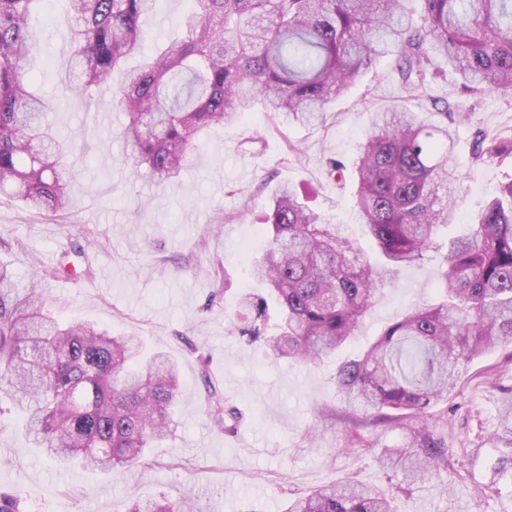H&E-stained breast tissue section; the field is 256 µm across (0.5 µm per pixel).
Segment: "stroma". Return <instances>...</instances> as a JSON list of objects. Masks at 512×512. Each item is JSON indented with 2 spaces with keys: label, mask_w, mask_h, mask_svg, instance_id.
<instances>
[{
  "label": "stroma",
  "mask_w": 512,
  "mask_h": 512,
  "mask_svg": "<svg viewBox=\"0 0 512 512\" xmlns=\"http://www.w3.org/2000/svg\"><path fill=\"white\" fill-rule=\"evenodd\" d=\"M187 0H157L144 18L148 44L174 33ZM31 83L60 131L77 134V171L70 206L54 217L22 209L0 194V261L19 276L39 275L44 306L62 321L85 320L140 338L146 353L177 362L182 383L174 436L158 444L148 468L99 473L62 467L31 448L19 415L0 413V492H21L24 512H126L135 500L182 496L198 512H285L295 497L340 480L379 486L397 512H512V452L496 449L502 411L512 401V345L475 359L441 409L448 412L453 456L439 477L405 484L381 467L383 452L403 440L399 429L373 430L371 449L346 450L348 429L333 380L336 363L272 361L260 344L239 336L232 319L261 256V224L275 188L310 191L323 218L347 225L370 259L378 254L363 232L352 189L326 175L329 159L353 164L375 112L400 105L414 112L457 104L463 118L451 164L458 176V220L438 242L464 234L512 167L475 163L481 131L512 135V93L462 92L454 72L436 61L425 89L401 92L392 56L377 60L314 127L291 126L260 110L214 131L194 150L180 177L163 182L148 169L132 173L113 130L125 113L109 109L108 86L94 97L66 89L70 28L63 0H43ZM68 256L82 280L66 286L55 260ZM440 251L403 268L365 315L349 345L358 352L390 323L437 297ZM237 412L235 433L210 421L203 376Z\"/></svg>",
  "instance_id": "obj_1"
}]
</instances>
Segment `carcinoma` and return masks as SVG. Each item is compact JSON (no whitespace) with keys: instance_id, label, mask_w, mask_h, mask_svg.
Returning <instances> with one entry per match:
<instances>
[{"instance_id":"cac0c4a2","label":"carcinoma","mask_w":512,"mask_h":512,"mask_svg":"<svg viewBox=\"0 0 512 512\" xmlns=\"http://www.w3.org/2000/svg\"><path fill=\"white\" fill-rule=\"evenodd\" d=\"M44 0H0V192L53 214L69 205L74 177L66 136L47 123L28 73ZM69 5L68 89L91 97L112 81L109 105L127 113L119 133L133 170L178 178L210 131L259 106L313 126L382 55L401 89L420 91L443 59L467 93L512 90V0H190L181 36L143 53L142 19L157 0H64ZM455 129L394 107L376 113L351 173L355 205L382 261L368 259L286 185L275 189L266 248L251 262L263 292H245L238 328L267 356L322 362L355 335L382 287L438 249L457 220L450 165ZM478 164L512 162V137L481 134ZM438 303L392 323L335 375L350 449L366 431L401 429L386 465L415 483L448 467V414L434 405L457 388L461 365L512 345V179L450 241L437 273ZM38 275L19 280L0 264V395L23 418L34 448L62 466L105 472L149 466L150 448L174 433L180 377L166 355L134 336L45 311ZM205 408L229 430L233 412L206 379ZM127 512H195L187 497L135 501ZM285 512H396L374 484L342 481L296 499Z\"/></svg>"}]
</instances>
